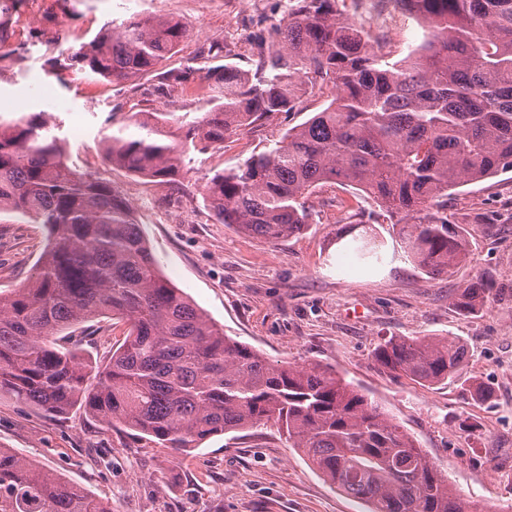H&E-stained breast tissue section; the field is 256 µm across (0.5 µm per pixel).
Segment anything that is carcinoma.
Instances as JSON below:
<instances>
[{
  "label": "carcinoma",
  "mask_w": 512,
  "mask_h": 512,
  "mask_svg": "<svg viewBox=\"0 0 512 512\" xmlns=\"http://www.w3.org/2000/svg\"><path fill=\"white\" fill-rule=\"evenodd\" d=\"M429 28L398 61L373 50L336 0H289L256 44L257 67L207 69L217 104L180 143L159 123L103 140L107 161L168 180L190 149L224 140L274 112L296 109L307 84L330 103L242 164L216 172L205 201L217 220L279 242L304 231V198L339 182L372 197L402 256L431 278L461 265L468 241L448 221L451 191L512 171V0H398ZM176 18L143 17L97 33L69 61L129 80L157 72L188 35ZM67 140L44 112L0 117V214L42 224L49 243L26 283L0 293V393L51 416L83 407L103 426L183 452L205 439L273 423L308 464L369 512H475L428 454L361 390L316 363L270 362L224 329L162 273L121 194L65 162ZM358 259L384 264L385 241L353 237ZM480 275L457 290L464 314L489 307ZM110 316L127 325L106 359L83 356L77 326ZM374 361L423 385L464 379L472 400L493 396L464 376L455 336L391 337ZM0 512H112L20 453L0 448Z\"/></svg>",
  "instance_id": "carcinoma-1"
}]
</instances>
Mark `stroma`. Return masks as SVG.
I'll return each instance as SVG.
<instances>
[{
	"label": "stroma",
	"mask_w": 512,
	"mask_h": 512,
	"mask_svg": "<svg viewBox=\"0 0 512 512\" xmlns=\"http://www.w3.org/2000/svg\"><path fill=\"white\" fill-rule=\"evenodd\" d=\"M288 0H17L0 21L19 17L10 53L0 56V115L51 113L68 142L67 164L107 180L132 206L164 275L220 325L225 335L271 361L321 364L380 402L449 484L481 512H512V172L455 190L448 218L470 245L465 263L429 278L405 260L379 271L337 259L338 217L373 225L388 236L390 222L369 200L337 184L307 198L314 222L277 244L219 223L204 203L215 171L242 163L321 111L332 86L307 87L292 112L269 115L225 140L223 149L184 155L172 183L138 178L108 163L104 135L148 113H165L180 137L210 108L206 80L182 83L156 75L100 81L68 66V56L98 32L125 20L174 17L189 25L177 52L162 64L182 70L217 44L223 62L250 68L251 36L270 28ZM347 22L381 35L392 59L420 45L426 29L390 0L397 25L378 33L377 0H337ZM59 69H50L49 59ZM38 72L32 84L29 72ZM48 230L0 216V289L30 275ZM486 274L505 287L488 310L462 315L457 288ZM456 336L470 349L467 375L488 383L494 398L474 402L461 381L427 388L381 369L375 348L390 337ZM0 448H10L69 484L107 502L112 512H363L313 470L275 425L215 435L178 453L103 427L84 410L61 417L0 396Z\"/></svg>",
	"instance_id": "35a3bbf8"
}]
</instances>
